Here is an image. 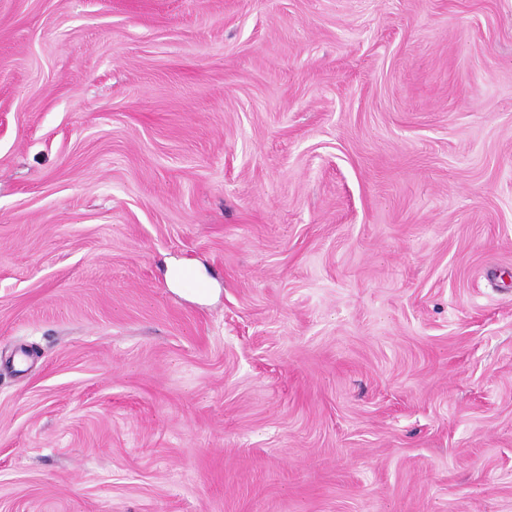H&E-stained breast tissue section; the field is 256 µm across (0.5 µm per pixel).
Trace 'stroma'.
Segmentation results:
<instances>
[{
	"instance_id": "stroma-1",
	"label": "stroma",
	"mask_w": 512,
	"mask_h": 512,
	"mask_svg": "<svg viewBox=\"0 0 512 512\" xmlns=\"http://www.w3.org/2000/svg\"><path fill=\"white\" fill-rule=\"evenodd\" d=\"M0 512H512V0H0Z\"/></svg>"
}]
</instances>
